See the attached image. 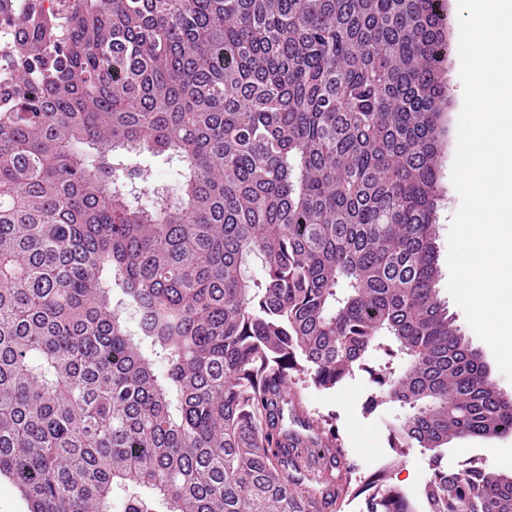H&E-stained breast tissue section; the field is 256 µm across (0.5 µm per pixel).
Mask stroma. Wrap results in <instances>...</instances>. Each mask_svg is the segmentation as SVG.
I'll return each mask as SVG.
<instances>
[{
    "mask_svg": "<svg viewBox=\"0 0 512 512\" xmlns=\"http://www.w3.org/2000/svg\"><path fill=\"white\" fill-rule=\"evenodd\" d=\"M458 52H450L444 65L448 105L443 112V148L440 155L439 186L443 201L437 212L436 243L441 276L437 283L439 296L448 304V314L485 362L495 387L512 397V380L503 375L490 348L468 325L463 311L451 301L447 285L448 232L460 198L451 181L456 152V123L463 106V84L459 77ZM384 349L368 353L363 366L354 370L336 388L326 390L314 385L309 375H292L291 389L300 392L302 405L322 427L337 437L342 459L352 468L353 479L347 495L338 500L336 512H364L365 502L374 492L367 480L371 466L381 464L386 470V482L412 495H419L434 469L451 473L470 465L499 474H512V434L496 438L455 439L435 451L425 448H397L392 431L405 415L399 404H374L380 388L375 377L390 364Z\"/></svg>",
    "mask_w": 512,
    "mask_h": 512,
    "instance_id": "35a3bbf8",
    "label": "stroma"
}]
</instances>
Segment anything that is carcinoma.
I'll return each instance as SVG.
<instances>
[{"mask_svg":"<svg viewBox=\"0 0 512 512\" xmlns=\"http://www.w3.org/2000/svg\"><path fill=\"white\" fill-rule=\"evenodd\" d=\"M68 2L0 85V476L30 512H313L296 475L341 452L280 453L284 387L382 336L401 446L512 434L436 289L444 0ZM146 152L175 195L130 191ZM424 497L367 512H512V476Z\"/></svg>","mask_w":512,"mask_h":512,"instance_id":"carcinoma-1","label":"carcinoma"}]
</instances>
